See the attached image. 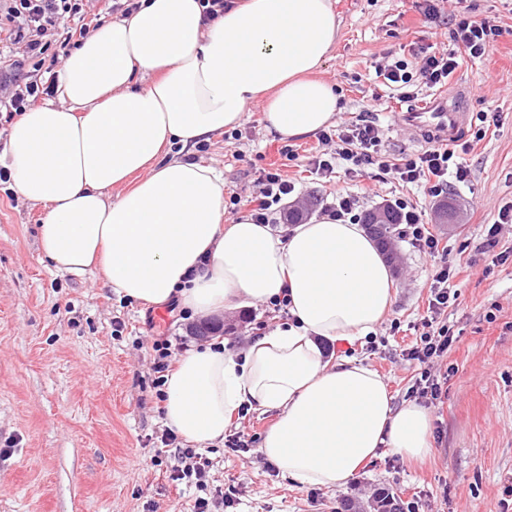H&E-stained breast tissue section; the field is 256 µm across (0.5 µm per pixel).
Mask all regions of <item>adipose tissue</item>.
<instances>
[{
    "label": "adipose tissue",
    "mask_w": 512,
    "mask_h": 512,
    "mask_svg": "<svg viewBox=\"0 0 512 512\" xmlns=\"http://www.w3.org/2000/svg\"><path fill=\"white\" fill-rule=\"evenodd\" d=\"M337 30L332 0H236L209 23L199 0H141L82 39L55 100L14 120L0 151L9 188L45 209L38 249L57 271L203 318L287 298L289 321L243 351H186L164 419L203 448L241 408L275 412L260 452L303 487L345 486L383 447L432 453L425 407H394L372 367L322 348L386 318L390 269L358 224L324 215L283 237L228 218L223 174L186 155L254 105L285 138L330 125L337 96L316 73Z\"/></svg>",
    "instance_id": "1"
}]
</instances>
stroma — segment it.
Returning <instances> with one entry per match:
<instances>
[{
    "label": "stroma",
    "instance_id": "1",
    "mask_svg": "<svg viewBox=\"0 0 512 512\" xmlns=\"http://www.w3.org/2000/svg\"><path fill=\"white\" fill-rule=\"evenodd\" d=\"M333 2L339 33L320 76L339 91L337 123L374 113L383 152H418L394 121L406 99L383 85L375 69L404 58L415 70L423 48L454 50L450 0L429 24L417 0ZM467 6L472 20L495 19L503 34L452 78L468 89V111L495 112L501 121L466 154L468 183L450 185L442 199L391 178L317 180L309 159L323 149L318 136L284 141L266 130L257 106L239 127L191 154L223 173L224 194L240 197L242 214L258 178L273 167L295 183L302 199H318L308 212L312 218L345 191L360 193L368 210L396 196L425 210L429 231L458 268L448 321L459 337L438 365L448 382L441 401L428 408L431 456L411 462L383 448L346 487H300L282 478L257 448L275 413L246 408L227 431L253 440L249 452L222 444L205 448L211 465L202 481L173 480V449L161 442L167 426L156 397L152 343L168 337L177 356L205 345L193 333L197 319L124 298L93 275L57 272L38 250L44 209L1 181L0 512H194L199 498L208 500L209 512H345L349 505L362 512L378 490L415 512H512V498L503 492L512 484V261L496 265L477 250L487 224L512 202V0H467ZM287 143L296 159L281 155ZM441 200L456 212L452 225L436 221ZM394 247L392 311L367 338L328 345L326 352L370 365L399 406L409 401L418 373L405 351L423 331L438 261L399 238ZM287 318L270 304L225 313L224 348L241 351L259 331ZM230 486L238 493L228 507L221 492Z\"/></svg>",
    "mask_w": 512,
    "mask_h": 512
}]
</instances>
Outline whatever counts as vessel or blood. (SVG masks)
Here are the masks:
<instances>
[{"mask_svg":"<svg viewBox=\"0 0 512 512\" xmlns=\"http://www.w3.org/2000/svg\"><path fill=\"white\" fill-rule=\"evenodd\" d=\"M463 85H455L452 93L436 92L424 104L410 106L400 114L407 132L420 134L424 146L447 144L461 140L468 133L472 113L462 111L459 99L465 98Z\"/></svg>","mask_w":512,"mask_h":512,"instance_id":"obj_1","label":"vessel or blood"}]
</instances>
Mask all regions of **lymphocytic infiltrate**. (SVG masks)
<instances>
[{"label":"lymphocytic infiltrate","mask_w":512,"mask_h":512,"mask_svg":"<svg viewBox=\"0 0 512 512\" xmlns=\"http://www.w3.org/2000/svg\"><path fill=\"white\" fill-rule=\"evenodd\" d=\"M86 7L87 0H0V45L12 55L7 72L0 73V109L19 114L42 96L53 95L61 49L88 31L84 25L76 30L66 28L64 22L73 17L86 18ZM450 22V38L457 45V52L426 55L416 74L410 71L406 59L398 58L377 68V76L401 88L413 86L417 81L430 88L444 86L458 67L460 54L481 57L501 34L493 21L471 20L463 9L451 15ZM321 140L335 146L334 151L317 154L310 160L314 174L324 179L334 177L340 170L351 177L371 170L381 176L393 175L401 183L437 197L446 192L449 182L463 183L470 175L453 144L432 146L397 158L387 156L381 151L379 128L368 118L322 132ZM294 191V184L279 170L265 171L259 179L258 192L248 199L254 221L273 223L275 214L283 209V201ZM392 206L399 214L401 237L422 253L439 255L440 241L428 231L424 211L403 198L395 199ZM454 275V268L445 264L436 270L420 342L407 353L408 359L420 366L412 392L432 404L442 397V386L434 368L457 340L453 326L445 319L451 301L450 280Z\"/></svg>","instance_id":"lymphocytic-infiltrate-1"}]
</instances>
